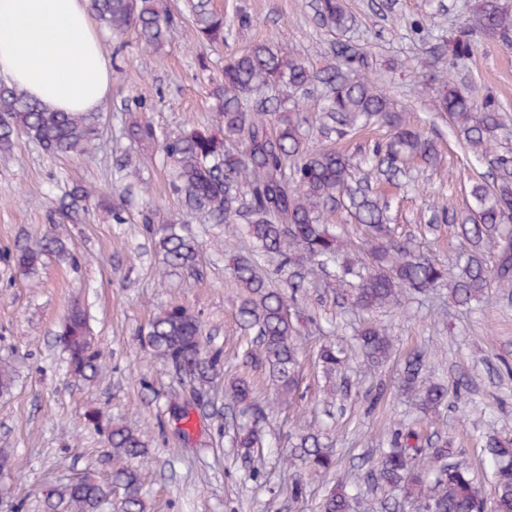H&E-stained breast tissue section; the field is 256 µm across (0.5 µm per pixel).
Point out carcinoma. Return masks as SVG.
<instances>
[{
    "instance_id": "cac0c4a2",
    "label": "carcinoma",
    "mask_w": 512,
    "mask_h": 512,
    "mask_svg": "<svg viewBox=\"0 0 512 512\" xmlns=\"http://www.w3.org/2000/svg\"><path fill=\"white\" fill-rule=\"evenodd\" d=\"M89 8L112 37L132 30L142 49L152 55L165 53L172 27L183 19L199 43L219 47L230 35L224 15L214 9L212 0H177L174 12L161 0H89ZM313 8L322 26L332 31L350 28L352 18L342 0H314ZM475 24L486 36L512 47V9L500 0H482ZM331 56L333 63L318 70L292 57L286 48L267 43L226 56L222 78L209 92L216 123L206 127L188 124L177 134L159 133L146 116L151 107L144 97H132L122 104V111L129 115L123 128L129 149L157 148L169 166V186L181 200L185 216L202 213L215 224H243L260 249L257 254L235 255L229 264L233 279L244 291L237 308L238 324L253 334L243 358L268 370L279 402L288 405L300 383V351L295 342L299 330L290 313L295 295H287L286 289L263 276L258 258L274 259L294 292L317 268L335 267L336 278L342 282L356 278L344 300L359 311L395 305L405 293L422 294L444 282L437 263L407 244L392 242L387 227L390 204L375 191L376 183H394L405 176L414 159L435 164L437 143L409 127L376 86L366 73L364 49L342 39L333 43ZM311 99L320 102L321 115L317 143L308 146L301 124L307 121L304 112ZM439 107L448 113L453 128L476 158L497 172L493 186L471 185L466 210L444 209L433 217L437 223L459 225L461 235L473 247L465 257L462 277L450 289L455 303L467 305L483 299L494 281L512 285V246L505 243L493 254L485 249L494 237L512 236L508 228L512 224V154L495 148L493 132L500 113L492 97L478 103L465 88L450 85L441 94ZM377 121L392 128L393 135L376 145L364 164L329 145L349 129ZM21 137L51 155L88 158L98 139L97 121L92 112L49 111L19 87L0 82V153L11 152ZM229 138L240 140L242 150L227 149ZM94 195L88 188L65 192L58 218L77 221ZM340 210L372 232L367 259L358 267L340 261L344 241L330 227L332 216ZM141 223L163 254L165 272L195 265L196 241L177 233L173 224L155 227L157 213L152 209L141 212ZM63 250L62 242L47 234L36 246L20 249L16 264L24 272H34L43 257ZM202 333L198 314L180 305L154 312L146 333L152 355L186 373L200 400L224 370L223 350L204 344ZM90 336L89 313L81 306L72 307L59 340L68 356L70 374L83 380L96 378L102 368L101 354ZM355 349L368 366L378 367L391 355L392 336L385 327L367 325L359 331ZM345 353L341 344L321 350L327 375L338 372ZM425 374V354L416 350L405 361L401 391L416 398L422 419L432 423L448 405V391L427 380ZM224 396L238 407V415L248 418L237 429L235 447L249 457L261 455L262 442L253 423L265 418L267 406L243 377L227 381ZM107 442L115 465L111 480L99 483L79 478L62 499L47 501L48 509L98 512L112 494V485L118 484L125 494L122 512H146L140 465L148 443L124 425L112 426ZM483 451L496 478L495 512H512V441L492 438ZM454 454L444 441L424 452L420 434L401 426L392 430L390 447L380 450L374 480L405 498H424V507L432 512H484L475 476L448 462ZM283 461L289 467L301 463L316 478L335 465L332 450L318 431L297 436ZM319 509L353 512L354 496L338 483L326 492Z\"/></svg>"
}]
</instances>
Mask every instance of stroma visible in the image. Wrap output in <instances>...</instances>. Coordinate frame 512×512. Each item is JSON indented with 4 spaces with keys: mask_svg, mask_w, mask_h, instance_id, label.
I'll use <instances>...</instances> for the list:
<instances>
[{
    "mask_svg": "<svg viewBox=\"0 0 512 512\" xmlns=\"http://www.w3.org/2000/svg\"><path fill=\"white\" fill-rule=\"evenodd\" d=\"M480 2L343 0L355 21L348 36L366 51L379 87L407 123L437 142L442 156L437 167L416 166L411 183L378 184V194L390 204L392 237L438 262L451 281L461 274L468 244L457 225L432 226L428 219L437 207L463 209L470 179L489 184L493 177L440 111L443 86L455 83L478 100L494 97L501 113L495 144L512 152V48L473 28ZM311 3L214 0L226 20L240 10L249 13L251 26L233 29L217 48L190 43L186 27H177L162 56L143 52L135 34L116 40L100 31L112 61V84L95 112L94 159L51 156L25 139L0 154V363L15 377L11 394L0 397V450L15 460L4 485L10 503L22 504V512H47L46 498H58L73 478L109 481L111 450L86 419L95 410L146 439L147 512H318L327 482L307 478L303 496L292 497L296 472L283 465L281 455L296 434L322 425L336 450L338 473L348 475L359 496L374 505L392 494L368 481L367 463L401 424L426 438L448 440L456 462L475 472L484 496L493 498L495 478L483 462V448L489 435L512 438V287H493L487 303L469 308L455 306L441 287L405 296L395 308L359 313L341 303L346 285L316 275L297 294L307 316L297 337L303 353L299 395L291 405L269 409L261 460L244 458L232 447V415L219 422L210 410L192 409L184 434L170 415L172 403H186L192 395L190 383L145 345L149 319L162 306L179 304L199 313L205 339L224 351V376L208 390L212 408H223L224 381L236 375L251 378L262 398L272 399L273 390L267 372L246 366L242 356L248 338L237 324L240 290L228 269L231 255L250 248L241 225L213 224L201 215L183 223L182 234L199 244L198 261L163 275L162 256L140 213L149 206L161 219L181 220L182 206L158 157L142 171L147 191L123 202L117 165L126 147L122 102L146 97L155 126L173 133L190 122H214L208 93L227 54L268 42L288 48L310 67L325 66L337 36L321 25ZM466 25L470 52L451 55L448 43ZM76 185L124 204L125 223H115L110 206L94 202L81 223L54 222L60 197ZM48 229L61 239L66 255L47 257L36 273L23 274L12 253L35 245ZM75 304L87 309L102 355L103 368L91 382L68 374L58 338L61 321ZM369 323L388 328L394 343L390 360L369 372L355 355L345 364L343 380L326 378L317 361L320 348ZM417 347L425 349L434 380L449 390L447 410L431 424L396 391L402 364ZM461 378L468 389L459 394L455 386ZM256 466L262 470L258 480L251 477Z\"/></svg>",
    "mask_w": 512,
    "mask_h": 512,
    "instance_id": "obj_1",
    "label": "stroma"
}]
</instances>
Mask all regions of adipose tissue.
<instances>
[{
  "label": "adipose tissue",
  "mask_w": 512,
  "mask_h": 512,
  "mask_svg": "<svg viewBox=\"0 0 512 512\" xmlns=\"http://www.w3.org/2000/svg\"><path fill=\"white\" fill-rule=\"evenodd\" d=\"M112 65L89 0H0V78L54 112H92Z\"/></svg>",
  "instance_id": "1"
}]
</instances>
